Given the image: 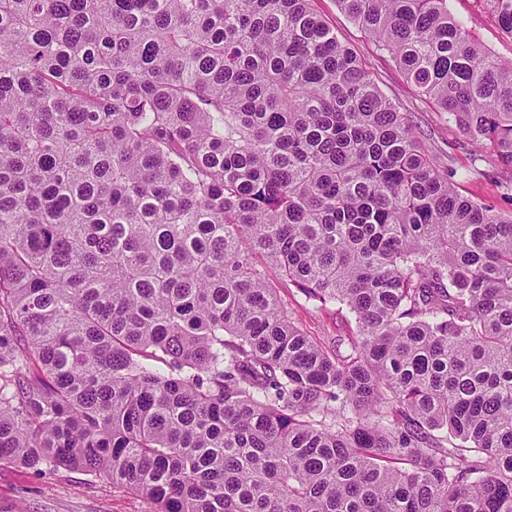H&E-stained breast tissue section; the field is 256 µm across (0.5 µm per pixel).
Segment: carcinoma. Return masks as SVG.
<instances>
[{"label": "carcinoma", "instance_id": "1", "mask_svg": "<svg viewBox=\"0 0 512 512\" xmlns=\"http://www.w3.org/2000/svg\"><path fill=\"white\" fill-rule=\"evenodd\" d=\"M338 3L512 170V61L448 0ZM456 177L311 0H0V463L150 512H512V211ZM279 297L282 303L288 307L297 325L316 342H324L331 337L344 334L347 329L345 318L349 320L348 313L343 310L338 312V306H330L321 310L320 303L309 301L288 280L279 285ZM349 323L351 324L350 320Z\"/></svg>", "mask_w": 512, "mask_h": 512}]
</instances>
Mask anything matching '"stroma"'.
Segmentation results:
<instances>
[{
    "instance_id": "stroma-1",
    "label": "stroma",
    "mask_w": 512,
    "mask_h": 512,
    "mask_svg": "<svg viewBox=\"0 0 512 512\" xmlns=\"http://www.w3.org/2000/svg\"><path fill=\"white\" fill-rule=\"evenodd\" d=\"M314 10L352 48L373 75L378 86L402 111L408 112L425 147L439 163L460 173V192L498 210L512 208L505 200L504 185L512 171L504 169L491 150L473 154L462 130L439 111L435 102L420 95L393 58L378 51L340 8L337 0H313ZM451 14L464 24L475 40L501 60H512V37L499 27L483 0H448ZM479 164L481 175L466 171ZM279 297L297 325L317 342L344 333L346 315L336 307L321 308L306 299L292 284L281 283ZM139 495L113 487L107 480L64 467L45 466L34 471L0 463V512H147Z\"/></svg>"
}]
</instances>
